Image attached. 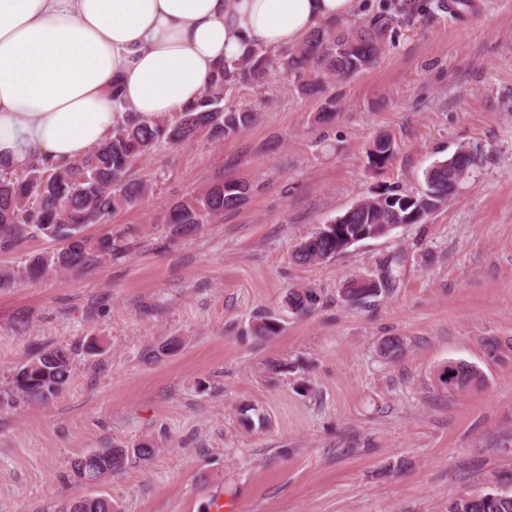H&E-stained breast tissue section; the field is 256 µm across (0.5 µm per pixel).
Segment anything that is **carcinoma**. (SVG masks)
Wrapping results in <instances>:
<instances>
[{
  "label": "carcinoma",
  "instance_id": "cac0c4a2",
  "mask_svg": "<svg viewBox=\"0 0 512 512\" xmlns=\"http://www.w3.org/2000/svg\"><path fill=\"white\" fill-rule=\"evenodd\" d=\"M392 20V16L381 14L367 23L339 27L333 33L319 31L277 62L268 59L262 49L250 50L231 62H221L198 102L180 113L174 123L156 120L117 125L110 137L71 165L53 167L34 162L19 173L0 161V252L14 249L34 234L67 242L57 252L32 257L12 273H0V288L9 286L18 277H37L86 263L91 246L80 232L147 194V183L130 178L129 170L136 159L159 143H191L201 136L216 141L251 124V110L225 106L226 96L235 87L263 78L276 66L301 76L318 63L321 71L301 88L309 94H319L326 78L347 77L376 63ZM392 157L391 141L383 135L368 151V166L382 169ZM424 184L436 196V201L447 197L448 165L427 170ZM249 194L250 185L244 181L219 183L171 208L164 221L184 232H193L222 216L225 210L240 206ZM383 194L396 199L393 207L399 211L397 221L409 223L412 207L401 204L409 193L386 188ZM394 221L381 204L368 203L351 214L345 224L348 228L370 230ZM327 230L325 226L299 243L303 250L295 251L294 260L310 265L318 262L324 253H335L336 236L325 234ZM320 299L313 288L300 292L292 289L285 303L291 314L300 315L313 309ZM280 332L281 320L276 317H263L251 328V335L257 338ZM70 378V354L62 348L44 350L16 368L12 387L5 397H0V403L6 400L42 404L58 394ZM481 378L476 368L462 362L444 366L437 375L439 384L450 393L478 387L483 384ZM128 454L129 449L116 446L91 451L74 459L71 471L78 479L94 480L104 472L122 469ZM509 483L512 478L506 474L474 501L456 497L448 503V512H512V488L506 489ZM84 501L87 506L82 512H117L112 500L103 495H90Z\"/></svg>",
  "mask_w": 512,
  "mask_h": 512
}]
</instances>
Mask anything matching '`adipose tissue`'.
<instances>
[{"label":"adipose tissue","mask_w":512,"mask_h":512,"mask_svg":"<svg viewBox=\"0 0 512 512\" xmlns=\"http://www.w3.org/2000/svg\"><path fill=\"white\" fill-rule=\"evenodd\" d=\"M358 0H0V158H83L195 103L218 62L306 40Z\"/></svg>","instance_id":"1"}]
</instances>
